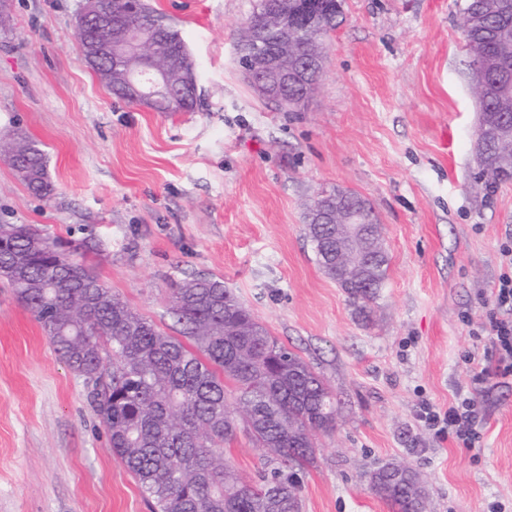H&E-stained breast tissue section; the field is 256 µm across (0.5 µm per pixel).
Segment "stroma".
Returning <instances> with one entry per match:
<instances>
[{"label": "stroma", "instance_id": "1", "mask_svg": "<svg viewBox=\"0 0 512 512\" xmlns=\"http://www.w3.org/2000/svg\"><path fill=\"white\" fill-rule=\"evenodd\" d=\"M0 26V130L40 144L41 198L0 156V224L94 242L101 282L168 334L172 288L223 280L336 398L313 436L302 512H392L367 475L411 467L425 512H512V380L478 381L493 352L484 303L512 241V180L478 181L479 105L464 0H340L303 111L250 86L235 45L255 0H149L194 63L200 98L157 112L112 95L84 61L83 0H9ZM367 199L387 279L370 320L320 267L305 206L320 191ZM473 397L472 447L435 433L421 404ZM245 481L267 458L245 434L224 450ZM0 512H151L113 456L81 378L0 280Z\"/></svg>", "mask_w": 512, "mask_h": 512}]
</instances>
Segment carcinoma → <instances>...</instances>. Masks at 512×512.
I'll list each match as a JSON object with an SVG mask.
<instances>
[{"instance_id": "cac0c4a2", "label": "carcinoma", "mask_w": 512, "mask_h": 512, "mask_svg": "<svg viewBox=\"0 0 512 512\" xmlns=\"http://www.w3.org/2000/svg\"><path fill=\"white\" fill-rule=\"evenodd\" d=\"M315 20L302 23L298 41L282 51L281 65L322 53L324 39L336 29L340 4L317 0ZM100 10L119 21L165 35V49L181 55L184 41L170 22L144 0H99ZM464 39L472 44L470 67L490 74L512 70V36L487 38L486 31L506 21L512 29V0H465ZM278 17L258 2L238 42L250 49V31L275 36ZM86 63L110 90L127 98L123 71L108 59H88V49L105 38L97 26L78 19ZM183 74L171 70L167 88L183 93L189 111L196 93L183 88ZM319 85L306 80L288 87L291 97H311ZM12 150L10 165L27 188L47 198L53 188L40 146L14 130L0 131V150ZM479 178L491 191L512 180V110L502 113L495 94L479 100L477 128ZM335 212L323 223L306 225L319 264L345 290L359 316L369 318L383 287L386 251L359 268L348 281L347 267L336 262ZM0 278L41 325L65 364L89 388L88 397L105 427L112 454L135 478L153 512H301L298 472L315 459L312 436L333 427L335 396L295 352L278 344L233 291L213 278L179 283L169 310L182 338L161 331L100 281L85 260L60 250L56 240L23 224H0ZM233 403H228V398ZM275 466L245 482L224 459L235 440L238 420ZM383 466L368 483L397 512H421L424 493L413 471L398 479Z\"/></svg>"}]
</instances>
